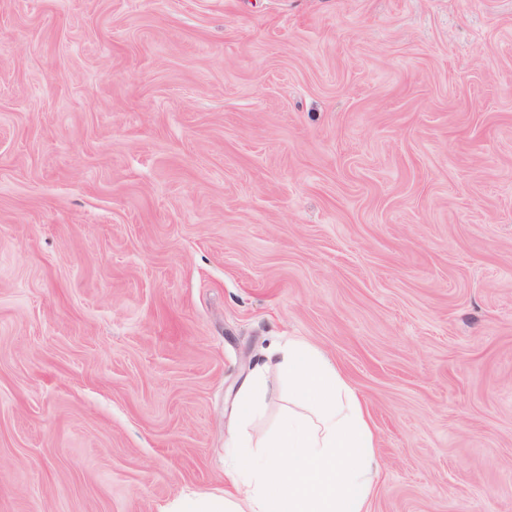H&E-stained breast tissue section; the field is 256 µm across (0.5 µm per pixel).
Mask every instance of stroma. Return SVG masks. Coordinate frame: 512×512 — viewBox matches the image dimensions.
I'll use <instances>...</instances> for the list:
<instances>
[{"mask_svg":"<svg viewBox=\"0 0 512 512\" xmlns=\"http://www.w3.org/2000/svg\"><path fill=\"white\" fill-rule=\"evenodd\" d=\"M291 340L512 512V0H0V512L221 493Z\"/></svg>","mask_w":512,"mask_h":512,"instance_id":"35a3bbf8","label":"stroma"}]
</instances>
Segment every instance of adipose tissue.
<instances>
[{"label": "adipose tissue", "instance_id": "ef3b65f1", "mask_svg": "<svg viewBox=\"0 0 512 512\" xmlns=\"http://www.w3.org/2000/svg\"><path fill=\"white\" fill-rule=\"evenodd\" d=\"M272 372L288 382V408L262 439L239 438L223 495L177 497L160 512H366L380 460L357 394L310 344L278 345L238 394L240 424L260 410Z\"/></svg>", "mask_w": 512, "mask_h": 512}]
</instances>
